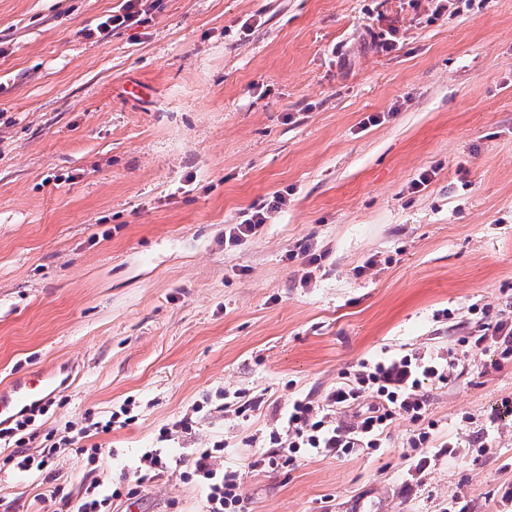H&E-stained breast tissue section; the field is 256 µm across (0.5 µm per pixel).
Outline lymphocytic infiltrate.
<instances>
[{
	"mask_svg": "<svg viewBox=\"0 0 512 512\" xmlns=\"http://www.w3.org/2000/svg\"><path fill=\"white\" fill-rule=\"evenodd\" d=\"M287 204V192L278 191L267 202L241 212L238 221L224 229L225 245H241ZM456 368L454 358L419 354L361 362L357 369L341 373L325 393L294 399L282 415L279 427L263 437V449L253 455L249 466L254 470L275 469L293 465L304 455L348 454L357 448L381 447L384 433L398 415L406 416L416 425L406 441L407 447H432L436 424L428 419L430 403L422 385H448ZM345 409L356 412L354 421L348 425L336 419L337 413ZM224 447L220 440L197 449L182 476L205 483L208 512H246L242 472L218 466ZM132 494L125 484L104 490L98 481L92 480L81 496H72L57 485L50 497L57 503L58 512H112L115 501Z\"/></svg>",
	"mask_w": 512,
	"mask_h": 512,
	"instance_id": "1",
	"label": "lymphocytic infiltrate"
}]
</instances>
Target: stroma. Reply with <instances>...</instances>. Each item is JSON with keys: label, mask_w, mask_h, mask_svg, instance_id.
Returning <instances> with one entry per match:
<instances>
[{"label": "stroma", "mask_w": 512, "mask_h": 512, "mask_svg": "<svg viewBox=\"0 0 512 512\" xmlns=\"http://www.w3.org/2000/svg\"><path fill=\"white\" fill-rule=\"evenodd\" d=\"M121 0H0V387L64 379L24 454L67 423L135 420L29 470L0 446L12 512H54L160 449L212 441L248 512H507L512 362L462 343L512 302V0H158L150 23L91 36ZM379 116L377 125L367 116ZM437 166L429 186L407 184ZM288 208L240 246L225 225ZM309 239L321 260L308 286ZM373 269H366L369 259ZM453 355L423 383L446 448L382 446L251 470L247 437L360 362ZM262 396L249 420L225 391ZM197 412L191 432L159 431ZM142 512H206L202 483L145 485ZM288 190L277 191L271 198L257 206L240 213L239 220L224 228V243L228 246H238L256 235L264 224H269L276 213L288 206Z\"/></svg>", "instance_id": "stroma-1"}]
</instances>
